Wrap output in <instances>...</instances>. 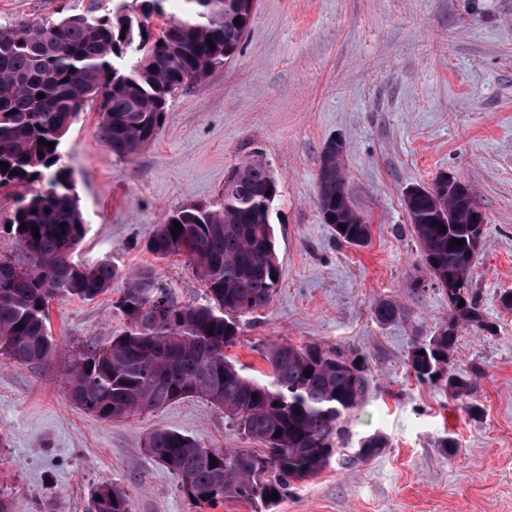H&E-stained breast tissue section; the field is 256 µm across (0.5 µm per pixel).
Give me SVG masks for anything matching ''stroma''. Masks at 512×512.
<instances>
[{"label": "stroma", "instance_id": "stroma-1", "mask_svg": "<svg viewBox=\"0 0 512 512\" xmlns=\"http://www.w3.org/2000/svg\"><path fill=\"white\" fill-rule=\"evenodd\" d=\"M91 0H0V24L81 14ZM98 102L61 145L85 219L75 262L121 274L92 301L52 302L51 335L65 349L127 327L116 310L126 273L150 267L181 302L204 287L185 256L146 247L172 211L219 203L228 174L260 161L278 184L272 224L280 285L241 319L228 356L247 373L268 366L264 343L318 345L365 368L342 456L294 482L270 508L232 496L213 512H512V0H257L232 60L177 90L165 122L132 159L112 154ZM339 139L352 207L371 226L363 246L337 242L317 206L324 145ZM453 178L485 216L470 288L485 329L459 333L450 366L476 381L468 401L420 381L414 345L449 317L448 295L422 258L403 193ZM390 300L394 322L372 308ZM165 426L203 446L246 449L222 410L188 397L105 422L68 398L60 361L21 366L0 355V489L15 512H91L97 485L124 487L131 512H197L143 449ZM379 434L386 447L357 455Z\"/></svg>", "mask_w": 512, "mask_h": 512}]
</instances>
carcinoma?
Instances as JSON below:
<instances>
[{"label":"carcinoma","mask_w":512,"mask_h":512,"mask_svg":"<svg viewBox=\"0 0 512 512\" xmlns=\"http://www.w3.org/2000/svg\"><path fill=\"white\" fill-rule=\"evenodd\" d=\"M166 2L112 0V9L98 16L0 25V162L9 165L0 171V189L18 202L6 218L18 256L0 257V355L13 363L38 366L52 359L58 348L48 331L50 303L73 296L93 300L118 273L107 261L92 267L74 261L85 223L60 155L74 119L87 102L101 98L104 141L118 157L135 156L163 125L171 94L232 59L256 6V0H183L184 17L167 22L157 37L146 20L164 16ZM343 153L333 140L324 146L317 204L334 218L338 242L361 246L370 225L359 223L350 204ZM43 180L47 191L29 193ZM277 196L267 166L249 162L224 181L216 207L168 214L148 248L161 258L185 256L204 282L203 297L183 304L154 270L129 274L117 305L127 328L72 355L66 367L72 403L103 421L196 396L224 410L259 444L258 452L205 448L173 429L152 431L144 451L177 478L196 507L211 508L226 496L262 502L276 491L285 497L293 482L327 466L344 422L362 400L363 368L340 353L269 342L262 354L268 373L261 379L225 353L236 345L239 318L266 306L279 285L272 226ZM404 205L426 270L448 292L451 311L448 323L414 346L408 364L417 378L440 380L454 398L467 401L476 382L450 373L448 361L461 329L486 328L470 292L479 249L470 222L483 212L468 186L450 187L441 179L419 188ZM454 238L463 243H452ZM373 314L389 324L398 308L380 301ZM92 512H129L126 491L110 482L99 485Z\"/></svg>","instance_id":"obj_1"}]
</instances>
